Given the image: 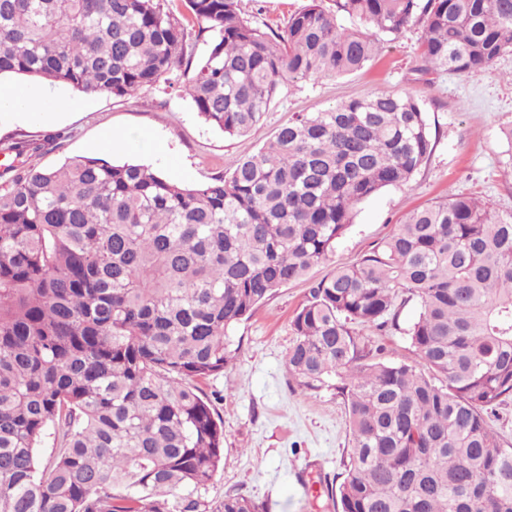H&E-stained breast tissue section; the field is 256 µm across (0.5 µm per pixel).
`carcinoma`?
Returning a JSON list of instances; mask_svg holds the SVG:
<instances>
[{
  "mask_svg": "<svg viewBox=\"0 0 512 512\" xmlns=\"http://www.w3.org/2000/svg\"><path fill=\"white\" fill-rule=\"evenodd\" d=\"M182 2L0 0V76L115 98L176 83L244 136L285 85L352 74L411 27L428 70L512 52V0H311L279 31L241 0ZM62 138L0 141V512H209L224 424L199 383L234 359L237 325L329 260L361 202L414 179L426 112L379 91L300 113L197 185L90 155L32 164ZM291 326L289 373L345 406L346 476L327 488L341 512H512V444L487 417L512 398V213L464 194L411 211ZM358 326L402 332L414 358L381 359ZM220 512L267 506L226 494Z\"/></svg>",
  "mask_w": 512,
  "mask_h": 512,
  "instance_id": "obj_1",
  "label": "carcinoma"
}]
</instances>
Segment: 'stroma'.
I'll list each match as a JSON object with an SVG mask.
<instances>
[{
    "label": "stroma",
    "mask_w": 512,
    "mask_h": 512,
    "mask_svg": "<svg viewBox=\"0 0 512 512\" xmlns=\"http://www.w3.org/2000/svg\"><path fill=\"white\" fill-rule=\"evenodd\" d=\"M309 0H241L261 26L284 27ZM420 32L386 38L377 59L335 80L283 88L262 122L229 137L198 115L179 88L160 84L116 99L83 96L58 85L0 78V88L23 86L33 112H0V139L63 132L58 147L37 156L52 167L77 155H101L113 163L135 162L171 180L201 184L226 173L230 163L256 153L274 132L302 112H322L342 101L378 91L410 93L422 104L435 137L434 150L413 181L390 187L358 205L350 229L330 259L301 281L281 288L235 330L240 350L223 374L203 387L224 423V461L206 498L218 512L225 494L266 503L269 512H337L326 487L344 478L350 437L343 400L334 391H302L288 372L291 321L310 287L339 265L356 262L417 206L447 194H474L499 211H512V171L503 164L502 130L512 125V55L489 71L468 74L426 71ZM119 136L102 152L105 135Z\"/></svg>",
    "instance_id": "1"
}]
</instances>
